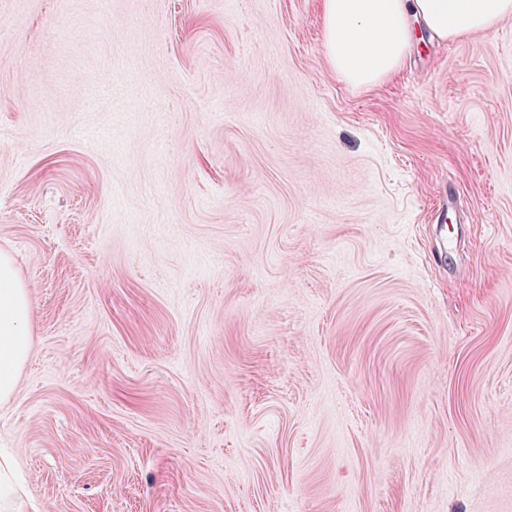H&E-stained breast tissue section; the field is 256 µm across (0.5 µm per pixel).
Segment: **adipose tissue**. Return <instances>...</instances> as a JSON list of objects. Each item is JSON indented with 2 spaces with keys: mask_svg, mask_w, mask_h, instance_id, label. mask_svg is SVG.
<instances>
[{
  "mask_svg": "<svg viewBox=\"0 0 512 512\" xmlns=\"http://www.w3.org/2000/svg\"><path fill=\"white\" fill-rule=\"evenodd\" d=\"M512 15V0H321L327 63L342 80L368 88L395 74L413 23L440 39L492 28ZM32 306L13 258L0 251V403L17 392L32 345Z\"/></svg>",
  "mask_w": 512,
  "mask_h": 512,
  "instance_id": "obj_1",
  "label": "adipose tissue"
}]
</instances>
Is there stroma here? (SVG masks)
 <instances>
[{
	"mask_svg": "<svg viewBox=\"0 0 512 512\" xmlns=\"http://www.w3.org/2000/svg\"><path fill=\"white\" fill-rule=\"evenodd\" d=\"M0 249L42 512H512V16L363 89L320 0H0ZM32 306L13 258L0 251V403L17 392L32 345Z\"/></svg>",
	"mask_w": 512,
	"mask_h": 512,
	"instance_id": "obj_1",
	"label": "stroma"
}]
</instances>
